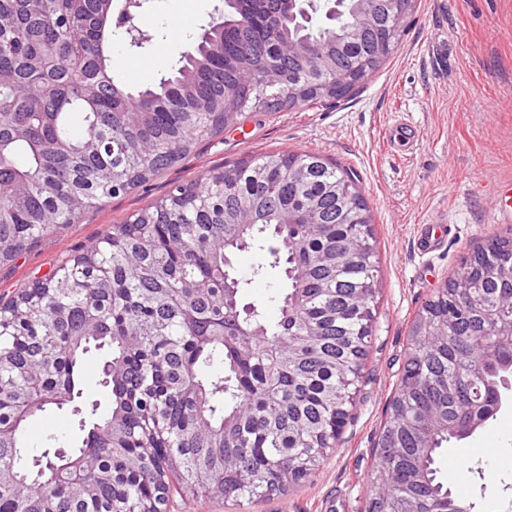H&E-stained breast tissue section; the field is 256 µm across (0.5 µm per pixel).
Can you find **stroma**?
<instances>
[{
    "label": "stroma",
    "instance_id": "obj_1",
    "mask_svg": "<svg viewBox=\"0 0 512 512\" xmlns=\"http://www.w3.org/2000/svg\"><path fill=\"white\" fill-rule=\"evenodd\" d=\"M219 0H148L146 57L112 40L117 82L140 84L177 61L186 39L206 24ZM413 133L394 146L395 123ZM311 152L350 169L373 215L379 294L363 377L333 456L287 495L241 509L223 500L173 497L169 512H364L376 445L408 354L411 325L426 300L487 239L512 233L498 213L512 207V0H415L386 65L346 100L280 112H246L224 132L202 139L149 191L105 202L74 224L51 232L30 252L0 267V297L11 298L47 277L77 248L105 234L173 184L215 166L269 152ZM440 225V247L421 251V225ZM254 253L237 257L253 281L244 302L276 315L269 295L279 270L253 276ZM453 495L474 512H512V402L470 438L451 441L436 458Z\"/></svg>",
    "mask_w": 512,
    "mask_h": 512
}]
</instances>
